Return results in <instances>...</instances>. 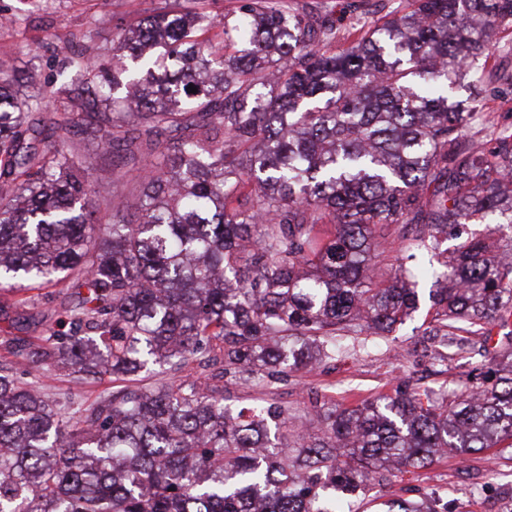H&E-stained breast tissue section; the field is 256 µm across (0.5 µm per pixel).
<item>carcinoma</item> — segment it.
Listing matches in <instances>:
<instances>
[{
  "mask_svg": "<svg viewBox=\"0 0 512 512\" xmlns=\"http://www.w3.org/2000/svg\"><path fill=\"white\" fill-rule=\"evenodd\" d=\"M242 14L158 0L111 48L63 53L44 87L0 76V288L67 279L75 296L63 329L10 342L23 368H0V512H348L374 473L512 441V351L484 353L458 401L413 389L315 402L311 431L288 429L274 396L343 341L405 323L420 303L406 263L443 253L448 231L512 224V134L478 145L466 129L483 113L454 94H496L485 63L512 0H400L339 50L328 19L288 0H245ZM56 99L47 127L37 115ZM73 128L97 156L64 148ZM143 145L137 201L96 216V159ZM423 276L436 288L421 335L438 359L467 336L512 342L501 228ZM192 362L256 378L270 398L235 406L179 376ZM157 363L168 381L88 406H56L26 380L133 381ZM388 512L434 510L406 499Z\"/></svg>",
  "mask_w": 512,
  "mask_h": 512,
  "instance_id": "carcinoma-1",
  "label": "carcinoma"
}]
</instances>
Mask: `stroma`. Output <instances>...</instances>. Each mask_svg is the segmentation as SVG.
Here are the masks:
<instances>
[{
  "instance_id": "obj_1",
  "label": "stroma",
  "mask_w": 512,
  "mask_h": 512,
  "mask_svg": "<svg viewBox=\"0 0 512 512\" xmlns=\"http://www.w3.org/2000/svg\"><path fill=\"white\" fill-rule=\"evenodd\" d=\"M301 12L319 18L331 12L336 18L337 47L353 37L349 0H291ZM154 0H44L42 7L30 8L25 21L16 28L0 27V72L24 76L29 84L42 85L51 76L61 51L74 35L91 33L95 42L111 47L119 31L136 27L154 8ZM101 193L95 209L107 212L108 203L136 195L143 170L140 163L122 162L98 167L93 172ZM432 281L419 282L420 308L412 320L399 326L374 347L355 348L336 359L310 369L292 372L276 394L287 403L295 426H303L312 400H326L346 407L371 400L397 385L432 388L446 392L448 399L465 393L471 385L474 359L483 347L472 338L459 355L445 360L426 351L418 331L431 307ZM22 308L34 315L24 334L29 339L49 335L58 329L74 298L65 284L28 291ZM49 399H75L92 403L103 391L123 388V381L103 377L99 381L74 379L62 371L46 374L42 380ZM494 493L500 507L512 505V447L500 445L496 452L444 456L414 473L372 485L356 506L358 512H385L386 502L426 497L439 512H487V493Z\"/></svg>"
}]
</instances>
